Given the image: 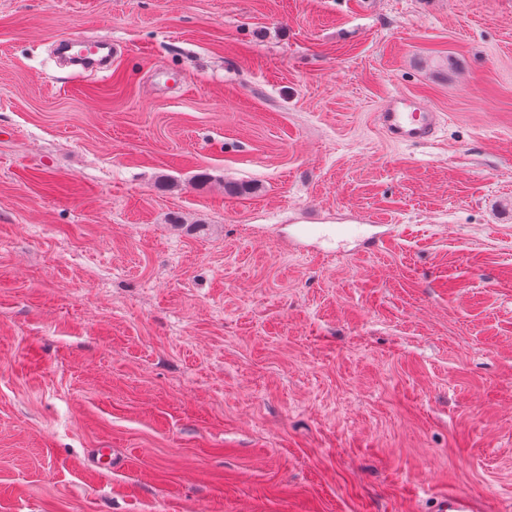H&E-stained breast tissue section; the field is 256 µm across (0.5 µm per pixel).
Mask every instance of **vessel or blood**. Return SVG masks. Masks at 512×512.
<instances>
[{
	"label": "vessel or blood",
	"mask_w": 512,
	"mask_h": 512,
	"mask_svg": "<svg viewBox=\"0 0 512 512\" xmlns=\"http://www.w3.org/2000/svg\"><path fill=\"white\" fill-rule=\"evenodd\" d=\"M377 118L391 141L421 143L431 139L440 123L441 115L427 110L414 99L394 96L382 112L378 113Z\"/></svg>",
	"instance_id": "b4317fda"
}]
</instances>
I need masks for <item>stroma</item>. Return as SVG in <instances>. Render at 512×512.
Here are the masks:
<instances>
[{
    "label": "stroma",
    "instance_id": "stroma-1",
    "mask_svg": "<svg viewBox=\"0 0 512 512\" xmlns=\"http://www.w3.org/2000/svg\"><path fill=\"white\" fill-rule=\"evenodd\" d=\"M459 490L512 512V0H0V512ZM378 123L386 136L394 142H426L435 133L441 119L440 112H430L414 99L393 96L382 112Z\"/></svg>",
    "mask_w": 512,
    "mask_h": 512
}]
</instances>
